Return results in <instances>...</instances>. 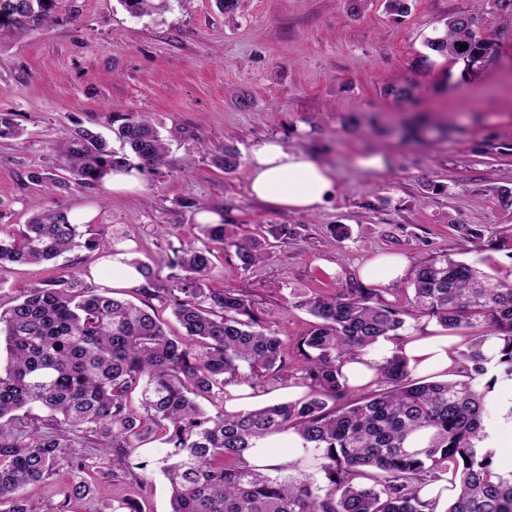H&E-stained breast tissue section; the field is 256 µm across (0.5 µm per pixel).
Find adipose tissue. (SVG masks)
<instances>
[{"mask_svg": "<svg viewBox=\"0 0 512 512\" xmlns=\"http://www.w3.org/2000/svg\"><path fill=\"white\" fill-rule=\"evenodd\" d=\"M337 179L333 170L316 158L289 149L279 138L254 144L247 169L249 193L277 209L312 213L334 195ZM406 358L414 375L451 377L456 369L455 353L447 336L391 338L358 352L341 367L350 387L363 388L374 380L393 355Z\"/></svg>", "mask_w": 512, "mask_h": 512, "instance_id": "adipose-tissue-1", "label": "adipose tissue"}]
</instances>
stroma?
Masks as SVG:
<instances>
[{"mask_svg":"<svg viewBox=\"0 0 512 512\" xmlns=\"http://www.w3.org/2000/svg\"><path fill=\"white\" fill-rule=\"evenodd\" d=\"M475 0H412L394 20L383 0L358 16L345 0H245L234 17L215 0H170L161 14L136 15L123 0H59L53 21L25 34L0 31V113L24 130L0 138V224H23L37 209H88L100 248L55 262L0 271V305L58 277L100 287L115 277L112 236L160 277L175 249L206 241L195 215L223 214L239 233L296 224L299 235L268 258L242 267L219 253L209 288L247 292L258 315L303 364L297 343L312 325L300 302L358 281V266L402 255L410 267L448 255L497 274L512 269V209L492 187L512 176V42L480 74L430 53L429 37L448 15ZM418 85L419 101L386 97V88ZM145 117L168 144L163 163L141 190L71 186L51 194L32 180L58 173L54 144L87 129L112 138L130 117ZM280 137L290 149L334 168L338 190L319 211L298 214L253 199L244 171L216 164L225 147L249 158L252 145ZM387 157L384 170L356 165L360 155ZM345 224L337 242L328 227ZM485 231L482 251L464 253L461 225ZM170 234L160 235L156 226ZM296 461L290 476L325 487L311 449L274 446ZM130 499L140 512H170L160 472L144 483H111L104 500L72 502L71 512H107L105 501Z\"/></svg>","mask_w":512,"mask_h":512,"instance_id":"35a3bbf8","label":"stroma"}]
</instances>
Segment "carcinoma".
Wrapping results in <instances>:
<instances>
[{"instance_id":"cac0c4a2","label":"carcinoma","mask_w":512,"mask_h":512,"mask_svg":"<svg viewBox=\"0 0 512 512\" xmlns=\"http://www.w3.org/2000/svg\"><path fill=\"white\" fill-rule=\"evenodd\" d=\"M58 0H8L0 8V30L25 33L52 19ZM504 17L512 37V0H485ZM135 14L161 12L168 0H124ZM394 18L410 13V0H383ZM427 48L462 66L471 78L500 55V42L483 37L482 18L458 12ZM466 49L459 50L460 46ZM129 153H118L98 134L83 130L55 147L59 167L82 187L97 186L112 170L161 163L168 147L146 119L129 120L116 131ZM267 232L283 244L297 229L276 224ZM215 244L235 248L242 265L262 259L257 238L231 225L206 224ZM99 239L85 236L65 210L35 213L25 224L0 225V270L14 263L56 260ZM213 250L189 243L175 252L180 273L158 282L138 260L127 265L144 283L140 295L172 309L185 330L167 336L148 310L110 288L77 278L51 280L13 305L0 307V512H40L25 488L65 463L74 481L54 512L73 500L99 498L104 487L81 474L96 467L92 448L107 457L105 479L148 480L137 450L159 441L170 448L160 471L171 489V512H424L421 483L438 470L452 469L458 490L446 512H512V471L501 472L482 447L487 397L502 374L512 379V271L492 276L447 255L422 261L400 289L405 305L382 302L378 289L351 283L333 294L299 303L315 318L298 342L305 363L293 366L288 348L254 314L241 290L207 288ZM436 319L447 335L468 331L456 351L459 380L427 381L413 376L395 355L381 367L378 394L349 398L341 372L347 356L398 336L410 313ZM270 381L306 388L294 402L229 413L227 387L262 388ZM139 391L143 412L128 409ZM207 401L217 409L202 407ZM293 429L305 448L319 453L326 491L264 473L248 457L263 441ZM370 476L372 484L356 478Z\"/></svg>"}]
</instances>
